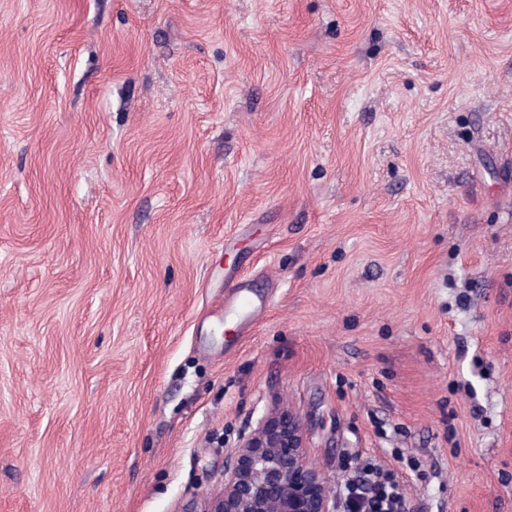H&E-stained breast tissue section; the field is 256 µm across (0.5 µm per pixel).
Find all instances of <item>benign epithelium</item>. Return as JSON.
Instances as JSON below:
<instances>
[{
	"label": "benign epithelium",
	"instance_id": "benign-epithelium-1",
	"mask_svg": "<svg viewBox=\"0 0 512 512\" xmlns=\"http://www.w3.org/2000/svg\"><path fill=\"white\" fill-rule=\"evenodd\" d=\"M307 448L303 418L289 407L275 409L239 440L224 490L193 512H336V496Z\"/></svg>",
	"mask_w": 512,
	"mask_h": 512
}]
</instances>
